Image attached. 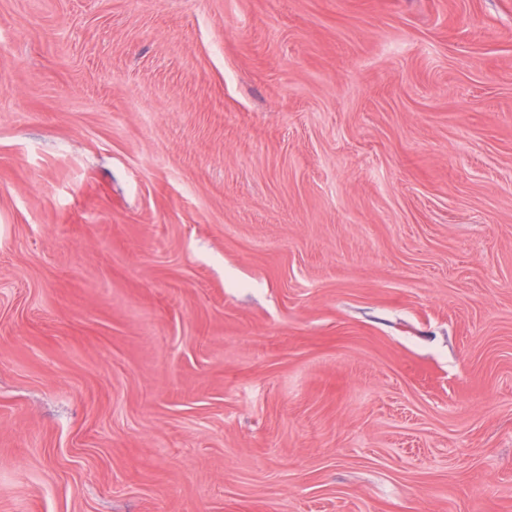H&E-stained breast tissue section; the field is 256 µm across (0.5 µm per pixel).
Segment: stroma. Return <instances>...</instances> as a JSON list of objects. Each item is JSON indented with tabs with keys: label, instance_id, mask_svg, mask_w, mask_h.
I'll use <instances>...</instances> for the list:
<instances>
[{
	"label": "stroma",
	"instance_id": "35a3bbf8",
	"mask_svg": "<svg viewBox=\"0 0 512 512\" xmlns=\"http://www.w3.org/2000/svg\"><path fill=\"white\" fill-rule=\"evenodd\" d=\"M0 512H512V0H0Z\"/></svg>",
	"mask_w": 512,
	"mask_h": 512
}]
</instances>
